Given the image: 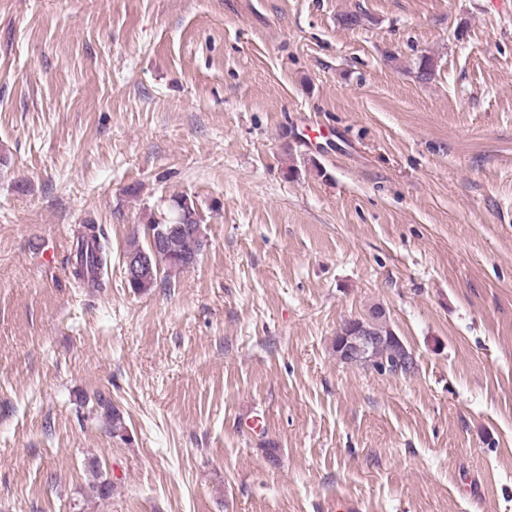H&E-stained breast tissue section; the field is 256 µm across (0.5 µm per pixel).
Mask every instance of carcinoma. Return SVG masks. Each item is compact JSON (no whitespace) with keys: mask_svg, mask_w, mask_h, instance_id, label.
<instances>
[{"mask_svg":"<svg viewBox=\"0 0 512 512\" xmlns=\"http://www.w3.org/2000/svg\"><path fill=\"white\" fill-rule=\"evenodd\" d=\"M436 72L434 59L429 55H422L417 62V77L423 82L434 78ZM174 209L180 215L181 224L173 228L169 224L163 225L167 230L164 256L160 257L161 267L168 272H177L193 265L203 248L202 237L189 231L193 224L201 223V217L194 201L187 200L181 195L172 199ZM87 233L78 239L79 247L77 257L72 264L71 276L75 283L80 284L87 279L90 272L100 273L107 264V247L101 241V235L96 233V226L89 223ZM370 323H365L373 336L380 337V341L372 352L371 360L375 369L380 372H392L398 366L395 359L397 340L385 319V310L375 307ZM96 406L100 409V419L111 431L112 436L121 440L127 439L128 431L122 413L104 395H98ZM89 471L93 477L90 488L100 498H105L112 492V483L105 477L96 460L89 462Z\"/></svg>","mask_w":512,"mask_h":512,"instance_id":"cac0c4a2","label":"carcinoma"}]
</instances>
